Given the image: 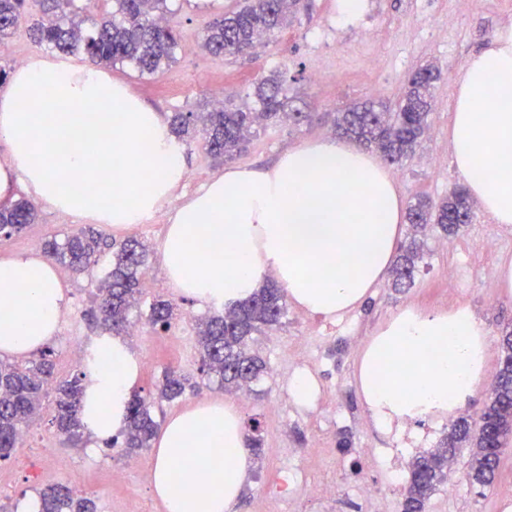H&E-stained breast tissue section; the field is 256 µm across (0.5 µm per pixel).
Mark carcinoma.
<instances>
[{"mask_svg":"<svg viewBox=\"0 0 512 512\" xmlns=\"http://www.w3.org/2000/svg\"><path fill=\"white\" fill-rule=\"evenodd\" d=\"M40 18L31 26L34 40L62 55L82 54L91 64L107 69L128 65L140 74H154L175 59L177 32L166 24L171 0H112V9L95 18L75 5L77 0H0V48L6 46L28 2ZM307 8V0H241L207 28L202 48L215 57L253 53L268 44L274 33L286 27L293 16ZM439 71L433 64L417 70L401 97L390 107L366 101L338 113L335 131L356 143L375 149L391 164L399 163L422 144L430 127ZM288 80L275 72L262 79L238 105L215 103L201 112H175L171 130L189 146L202 145L215 160L235 159L252 137L270 124L288 120L300 127L313 121V114L288 110ZM474 202L457 188L437 203L422 197L409 205L408 241L400 246L390 270L391 287L411 284L424 259L427 231L455 236L472 222ZM34 204L20 197L0 207V234L10 236L36 223ZM112 253V265L97 285L100 301L88 312L103 334L124 336L141 319L156 332L168 331L177 319V307L160 297L142 312L140 277L146 266L148 248L137 240L109 242L92 229H79L43 244V253L76 273L88 271L104 251ZM288 306L285 295L266 281L242 304L224 307V312L197 323L200 372L221 389L252 391L270 373L268 362L254 347L255 336L267 328L285 324ZM500 367L495 374L479 423L460 416L436 444L415 457L408 467L402 512H425L427 502L448 477V452L467 448L470 452L468 479L480 487L493 485L500 458L508 444L493 430L505 427L512 417V329L501 335ZM81 371L54 383L53 350L46 348L36 359L24 362L0 359V456L19 447L23 429L41 411L48 386L55 391V424L73 444L81 443L91 431L82 417L84 380ZM187 379L175 370L164 372L157 398L172 401L186 390ZM126 425L111 446L122 444L133 452L149 448L159 423L146 400L133 390L128 402ZM252 436L247 449L262 453L259 420L251 419ZM39 512H95L90 498L77 497L62 484L38 492Z\"/></svg>","mask_w":512,"mask_h":512,"instance_id":"obj_1","label":"carcinoma"}]
</instances>
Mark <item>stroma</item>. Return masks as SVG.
Returning a JSON list of instances; mask_svg holds the SVG:
<instances>
[{
    "label": "stroma",
    "instance_id": "obj_1",
    "mask_svg": "<svg viewBox=\"0 0 512 512\" xmlns=\"http://www.w3.org/2000/svg\"><path fill=\"white\" fill-rule=\"evenodd\" d=\"M364 4L359 15L344 19L337 11V0H309L308 11L253 56L216 58L202 49L201 38L209 22L233 9L236 0H174L169 22L180 37L174 62L152 75L128 66L112 68L109 75L145 104L169 115L189 104L198 109L218 98L245 97L270 72H283L292 80L293 108L315 113L316 119L298 129L276 124L260 132L234 161L238 167L259 168L274 162L286 149L334 136L336 112L372 98L395 103L408 77L421 66L435 63L441 75L428 137L420 151L390 171L403 203L419 196L440 200L461 183L451 159L453 96L448 87L471 53L487 46L500 27L512 24V0H364ZM368 23L377 33L371 47L361 42V30ZM183 154L188 172L171 198L174 207L224 171L201 147L191 146ZM38 214L37 223L22 232L0 236V260L28 252L31 239L60 237L81 226L80 220L44 206ZM491 225V218L478 209L459 235L429 236L425 258L406 292H394L383 282L362 306L340 317L310 314L305 321L289 320L284 329L260 337L259 345L274 372L263 386L264 397L251 399L241 411V420L260 421L264 448L261 458L253 462L236 512H369L368 503L356 493L368 481L374 483L380 498L391 502L392 512H401L402 488L391 486L382 468L363 454L367 448L391 447L393 433L380 431L366 411L357 363L377 330L401 311L468 307L487 332V361L483 382L461 411L479 417L488 382L499 366L501 331L512 324V296L497 295L490 307L484 302L487 283L496 282L499 269L512 263V236L503 237L498 249L486 248L493 234ZM97 230L118 241L135 237L149 245L151 263L141 280L144 300L158 295L173 299L179 311H191L198 319L215 313V306L179 294L169 283L160 257L166 225L149 217L123 231L104 224ZM448 269L457 270V287H449L444 279ZM103 274L99 265L85 274L69 272L63 278L75 324L72 330H60L52 343L57 378L68 379L77 373L73 347L90 350L97 337L83 313L93 305ZM128 345L133 355L146 360L136 387L147 399H154L155 385L166 369L175 368L193 378L200 375L194 327L186 328L181 344L147 332L129 338ZM293 349L303 352L304 367L289 366L288 353ZM303 371L310 373L317 386L306 403L292 393L293 381ZM53 416L52 408H44L28 427L22 447L0 460V505L7 512H30L38 490L57 482L94 499L97 512H127L131 503L139 512H164L150 483L134 474L114 480L126 459L124 449L106 447L94 438L70 446ZM343 431L352 436V446L345 453L337 446ZM316 440L323 453L313 459L305 450ZM60 459L69 463L62 474L55 470ZM468 462V451L459 452L448 487L438 489L426 512H505L503 494L512 491V444L501 457L493 487L471 485ZM283 465L310 481L334 480L335 499L317 502L300 488L292 497H281L277 484Z\"/></svg>",
    "mask_w": 512,
    "mask_h": 512
}]
</instances>
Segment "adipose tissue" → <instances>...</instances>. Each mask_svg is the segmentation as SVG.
I'll return each instance as SVG.
<instances>
[{"label":"adipose tissue","mask_w":512,"mask_h":512,"mask_svg":"<svg viewBox=\"0 0 512 512\" xmlns=\"http://www.w3.org/2000/svg\"><path fill=\"white\" fill-rule=\"evenodd\" d=\"M452 160L470 197L512 224V25L467 58L456 80ZM0 204L24 188L36 203L123 230L158 212L186 177L165 117L85 65L33 60L0 90ZM110 209H100L101 201ZM405 220L390 170L356 144L326 138L271 167H228L174 209L161 246L170 284L216 306L244 302L269 278L306 313L361 306L391 265ZM69 303L53 263L31 252L0 261V353L21 357L54 339ZM483 325L462 308L405 310L365 345L364 405L382 427L445 415L485 369ZM93 350L111 360L85 388L93 435L123 427L140 365L122 337ZM252 468L236 403L203 400L157 437L151 485L167 512H232Z\"/></svg>","instance_id":"ef3b65f1"}]
</instances>
